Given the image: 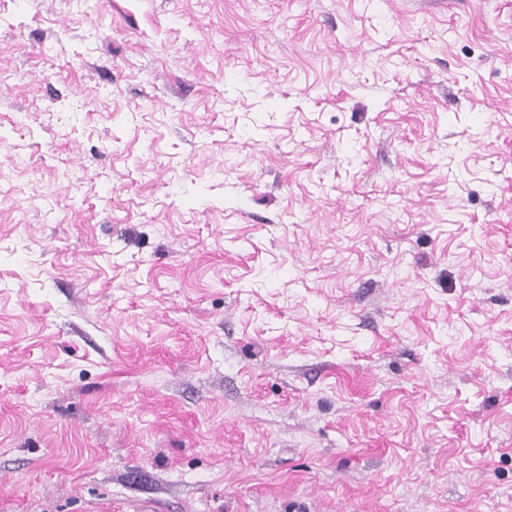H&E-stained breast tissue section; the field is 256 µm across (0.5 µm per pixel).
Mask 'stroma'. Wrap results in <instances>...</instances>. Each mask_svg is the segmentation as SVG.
Returning a JSON list of instances; mask_svg holds the SVG:
<instances>
[{
    "instance_id": "obj_1",
    "label": "stroma",
    "mask_w": 512,
    "mask_h": 512,
    "mask_svg": "<svg viewBox=\"0 0 512 512\" xmlns=\"http://www.w3.org/2000/svg\"><path fill=\"white\" fill-rule=\"evenodd\" d=\"M0 512H512V0H0Z\"/></svg>"
}]
</instances>
